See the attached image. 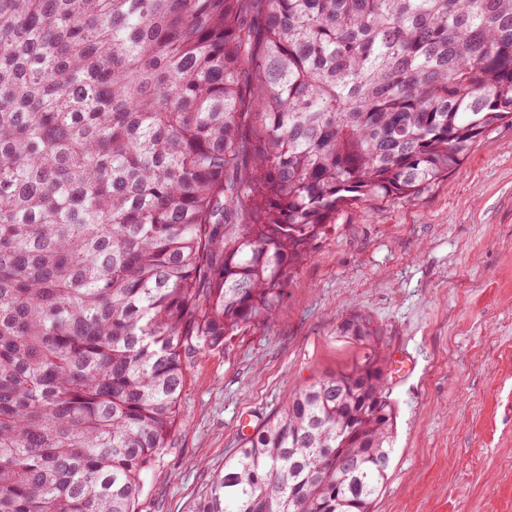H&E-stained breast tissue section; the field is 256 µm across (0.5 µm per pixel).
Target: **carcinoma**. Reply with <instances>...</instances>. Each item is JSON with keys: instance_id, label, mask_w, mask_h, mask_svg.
<instances>
[{"instance_id": "obj_1", "label": "carcinoma", "mask_w": 512, "mask_h": 512, "mask_svg": "<svg viewBox=\"0 0 512 512\" xmlns=\"http://www.w3.org/2000/svg\"><path fill=\"white\" fill-rule=\"evenodd\" d=\"M512 126V0H0V512H139L187 356L271 322L342 212ZM193 512H374L383 335Z\"/></svg>"}]
</instances>
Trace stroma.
Here are the masks:
<instances>
[{
    "mask_svg": "<svg viewBox=\"0 0 512 512\" xmlns=\"http://www.w3.org/2000/svg\"><path fill=\"white\" fill-rule=\"evenodd\" d=\"M353 312L385 332L398 405L375 512H512V126L490 129L416 198L346 211L290 273L276 318L187 360L180 425L140 512H192L240 446L300 386L358 354Z\"/></svg>",
    "mask_w": 512,
    "mask_h": 512,
    "instance_id": "stroma-1",
    "label": "stroma"
}]
</instances>
